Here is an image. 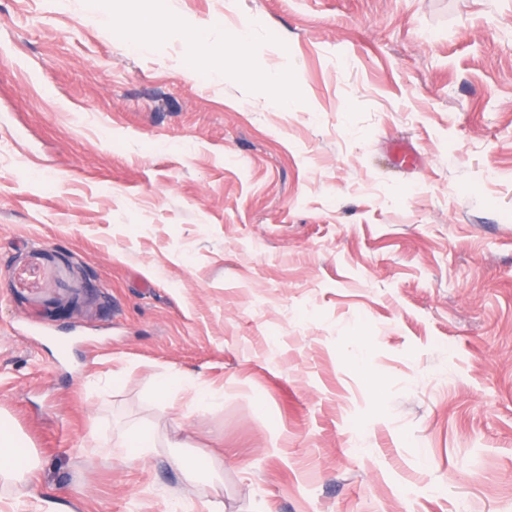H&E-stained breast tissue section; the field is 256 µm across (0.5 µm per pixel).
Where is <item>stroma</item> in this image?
Listing matches in <instances>:
<instances>
[{"mask_svg":"<svg viewBox=\"0 0 512 512\" xmlns=\"http://www.w3.org/2000/svg\"><path fill=\"white\" fill-rule=\"evenodd\" d=\"M0 418V512H512V0H0ZM248 29L245 24L227 31L224 35V49L231 46L239 61L244 62L249 57ZM214 54L209 48L196 52L184 70V75L191 78L211 77L218 72L211 69ZM16 432L3 422L0 427V482L22 491L30 487L39 467L35 454L19 442ZM97 447L105 448L107 453H113L114 456L136 459L159 447V441L152 432L131 426L112 435V439L100 442Z\"/></svg>","mask_w":512,"mask_h":512,"instance_id":"35a3bbf8","label":"stroma"}]
</instances>
